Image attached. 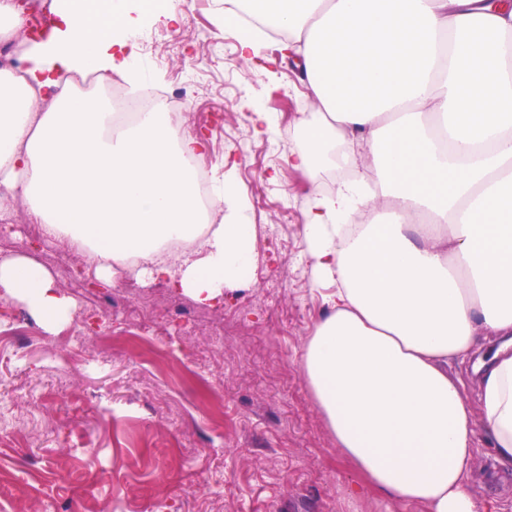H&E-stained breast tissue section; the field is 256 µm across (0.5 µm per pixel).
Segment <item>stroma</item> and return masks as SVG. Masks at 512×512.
<instances>
[{
  "label": "stroma",
  "mask_w": 512,
  "mask_h": 512,
  "mask_svg": "<svg viewBox=\"0 0 512 512\" xmlns=\"http://www.w3.org/2000/svg\"><path fill=\"white\" fill-rule=\"evenodd\" d=\"M181 25L146 22L140 63L150 85L179 80L196 96L184 130L207 137L206 158L236 162L239 206L254 226L248 283L225 289L209 319L188 326L191 298L166 282L121 271L111 288L112 342L63 325L56 335L21 302L0 304V512H426L369 490L336 448L307 389L300 357L325 314L306 258L305 213L332 170L303 173L286 158L315 112L300 71L245 63L224 0H183ZM276 120L254 138V110ZM278 180H271V173ZM27 209L0 226V256L25 251L56 275L77 310L91 300L59 268L78 248L32 236ZM476 493L512 504V473L479 455Z\"/></svg>",
  "instance_id": "1"
}]
</instances>
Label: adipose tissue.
I'll return each instance as SVG.
<instances>
[{
    "label": "adipose tissue",
    "instance_id": "ef3b65f1",
    "mask_svg": "<svg viewBox=\"0 0 512 512\" xmlns=\"http://www.w3.org/2000/svg\"><path fill=\"white\" fill-rule=\"evenodd\" d=\"M287 32L317 105L289 166L312 170L332 142L350 173L315 194L304 225L317 284L333 285L300 363L336 446L370 486L427 512H498L469 484L479 446L512 470V0H251ZM22 73L0 71V194L21 193L45 237L76 245L111 283L138 273L213 303L253 259L254 226L223 167L203 223L192 163L203 136L164 109L112 131L66 74L137 81L143 0H69ZM370 153L358 155L356 144ZM374 221L359 233L347 222ZM189 248L166 252L169 240ZM0 288L46 332L74 302L22 254L0 257ZM480 412L451 372L484 342Z\"/></svg>",
    "mask_w": 512,
    "mask_h": 512
}]
</instances>
